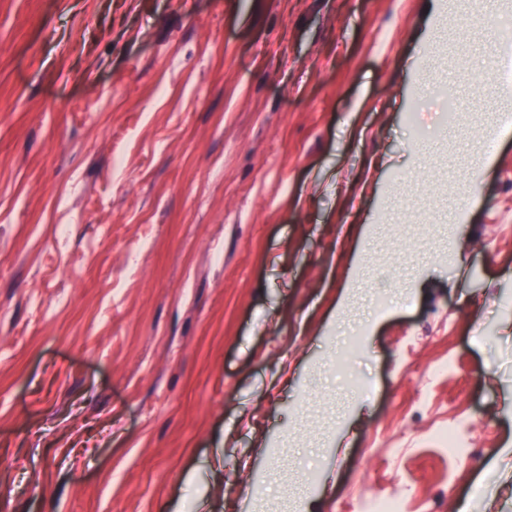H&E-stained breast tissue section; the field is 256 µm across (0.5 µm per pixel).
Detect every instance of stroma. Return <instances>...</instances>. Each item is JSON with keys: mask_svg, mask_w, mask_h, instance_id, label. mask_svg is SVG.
Returning <instances> with one entry per match:
<instances>
[{"mask_svg": "<svg viewBox=\"0 0 512 512\" xmlns=\"http://www.w3.org/2000/svg\"><path fill=\"white\" fill-rule=\"evenodd\" d=\"M438 4L0 0V512H512V47Z\"/></svg>", "mask_w": 512, "mask_h": 512, "instance_id": "35a3bbf8", "label": "stroma"}]
</instances>
